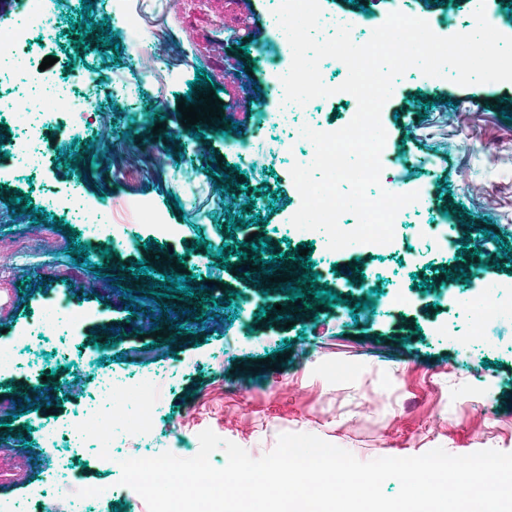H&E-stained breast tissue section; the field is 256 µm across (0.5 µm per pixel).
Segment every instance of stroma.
I'll return each instance as SVG.
<instances>
[{
    "mask_svg": "<svg viewBox=\"0 0 512 512\" xmlns=\"http://www.w3.org/2000/svg\"><path fill=\"white\" fill-rule=\"evenodd\" d=\"M126 7L142 6L138 30L119 34V49L96 46L88 34L87 48H77L70 25L81 22L80 0H60L56 7L58 34L43 50L55 57V71L68 74L81 65L106 64L113 75L135 86V95L113 102L105 93L92 96L81 126L61 120L45 123L43 141L50 153L46 167L17 165L13 180L0 185V268L10 281L0 284V345H11L42 311L65 305L83 316L58 336L34 344L18 364L0 370V400L8 408L0 418V499L19 502L25 512H56L61 499L97 485L101 494L87 512H148L133 489L120 485V472L99 458L94 439L83 451L70 455L67 446L45 447L42 427L62 422L84 406L101 401L98 377L90 362L138 381L155 370L150 399L154 419L148 436L124 430L118 454L170 450L174 437L197 439L209 429L244 448L251 457L271 452L284 433H310L351 452L357 459L410 457L441 447L453 455L483 449L512 453V317L475 330L468 313L470 299L497 290L512 292V163L491 162L498 146L512 148V83L460 86L448 79L430 80L418 70L405 72L394 83L381 118L391 152L385 176L393 180L422 179L428 185L425 201L410 223L399 229L397 248L356 257L346 253L328 257L313 247L318 284L336 287L346 280L347 266H359L367 281L383 290L386 301L375 310L353 311L333 303L331 311L278 314L286 304L282 295L262 294L250 281L240 280L236 256L228 267L216 266L214 252L229 240L249 234L273 239L277 253L298 251L309 236L287 230L289 215L299 206L300 194L287 160L267 158L259 125L278 100L270 89L266 54L273 34L266 23L267 0H126ZM409 8L428 16L440 36L470 32L475 6L470 0H374L369 19L382 25L390 13ZM167 34V49H159L156 30ZM156 59L162 81L142 88L133 68L135 59ZM206 81L201 92H216L239 120L238 132L215 119L204 130L206 149L198 154L185 146L178 104L197 70ZM423 93L424 103L414 100ZM163 115L161 134H154L151 118ZM155 144L152 152L126 149V131ZM253 143L246 159L230 151L233 143ZM80 155L78 167L65 168V154ZM235 165L232 193L215 188L220 173L209 172L212 159ZM430 161L422 169L421 161ZM79 187L83 204L106 202V222L131 234V246L109 259L101 249L110 245L104 235L88 233L72 221L68 211L49 209L48 220L33 222L31 214L14 216L13 195H27L35 208L43 207L47 192L64 195ZM139 200L169 224L171 234H157L132 208ZM254 203L260 223L227 235L228 217H241L245 203ZM457 204L458 214L447 216L445 206ZM63 221L64 243L88 244L87 257L106 264V275L86 272L65 283L54 274L50 253L51 218ZM483 225L494 246L465 258L459 248H446L460 239L466 225ZM27 238L33 258L15 255L17 239ZM204 247H197L198 239ZM160 257L152 275L128 272L131 262ZM193 273V286L207 285L206 318L194 319L193 298L177 300L185 331L174 342L156 349L152 367L131 362L129 354L142 347L145 329L144 298L150 283L174 273L175 261ZM467 267L475 280L454 291L441 286L445 272ZM120 287H113L112 277ZM427 279L431 290L416 288ZM138 291L135 311H128L123 289ZM235 304H225L230 292ZM266 316H259L260 307ZM115 338V346L93 348L91 338ZM288 348V359L276 351ZM261 359L277 360L276 369L258 367ZM53 382H46V375ZM35 397L28 414L19 399ZM69 457L67 481L53 474L57 458ZM22 471L26 481H10Z\"/></svg>",
    "mask_w": 512,
    "mask_h": 512,
    "instance_id": "obj_1",
    "label": "stroma"
}]
</instances>
